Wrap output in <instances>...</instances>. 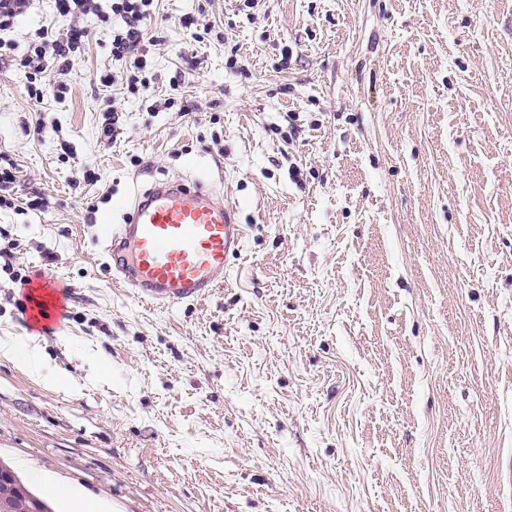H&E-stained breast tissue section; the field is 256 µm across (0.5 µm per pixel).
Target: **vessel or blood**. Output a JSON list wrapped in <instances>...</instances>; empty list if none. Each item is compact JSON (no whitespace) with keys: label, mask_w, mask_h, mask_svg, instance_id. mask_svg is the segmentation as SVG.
Returning a JSON list of instances; mask_svg holds the SVG:
<instances>
[{"label":"vessel or blood","mask_w":512,"mask_h":512,"mask_svg":"<svg viewBox=\"0 0 512 512\" xmlns=\"http://www.w3.org/2000/svg\"><path fill=\"white\" fill-rule=\"evenodd\" d=\"M127 206L123 223L100 227L116 283L153 307L198 302L223 284L245 236L235 207L203 184L172 179Z\"/></svg>","instance_id":"1"}]
</instances>
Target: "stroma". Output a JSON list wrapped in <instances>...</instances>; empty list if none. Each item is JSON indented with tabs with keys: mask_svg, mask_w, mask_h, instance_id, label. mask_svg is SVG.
Wrapping results in <instances>:
<instances>
[{
	"mask_svg": "<svg viewBox=\"0 0 512 512\" xmlns=\"http://www.w3.org/2000/svg\"><path fill=\"white\" fill-rule=\"evenodd\" d=\"M72 23L37 0L18 54ZM81 23L64 98L0 62V340L56 375L0 358V460L111 512H512V0H159L136 94L96 78L127 68L111 23ZM202 175L242 253L208 299L145 307L97 224ZM46 275L68 315L35 329L19 279Z\"/></svg>",
	"mask_w": 512,
	"mask_h": 512,
	"instance_id": "stroma-1",
	"label": "stroma"
}]
</instances>
